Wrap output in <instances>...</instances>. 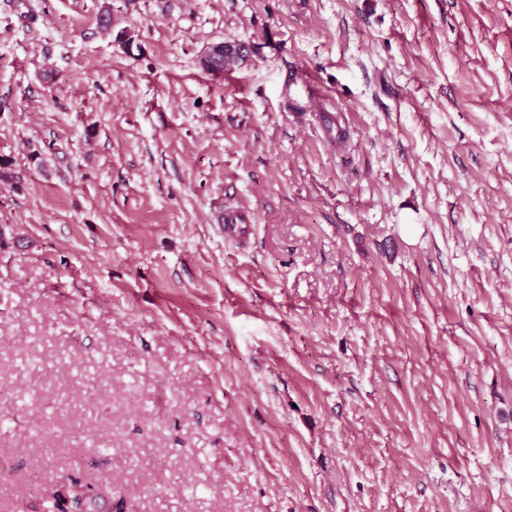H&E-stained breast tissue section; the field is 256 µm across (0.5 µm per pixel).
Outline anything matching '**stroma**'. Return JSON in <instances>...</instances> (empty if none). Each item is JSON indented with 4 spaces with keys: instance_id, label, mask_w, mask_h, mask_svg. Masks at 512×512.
<instances>
[{
    "instance_id": "obj_1",
    "label": "stroma",
    "mask_w": 512,
    "mask_h": 512,
    "mask_svg": "<svg viewBox=\"0 0 512 512\" xmlns=\"http://www.w3.org/2000/svg\"><path fill=\"white\" fill-rule=\"evenodd\" d=\"M1 161L0 512H512V0H0ZM248 56L249 49L244 43L219 42L208 45L202 52L206 69L217 74L231 69L246 60ZM224 223V234L239 241L247 238L251 231L250 218L244 212L225 213Z\"/></svg>"
}]
</instances>
